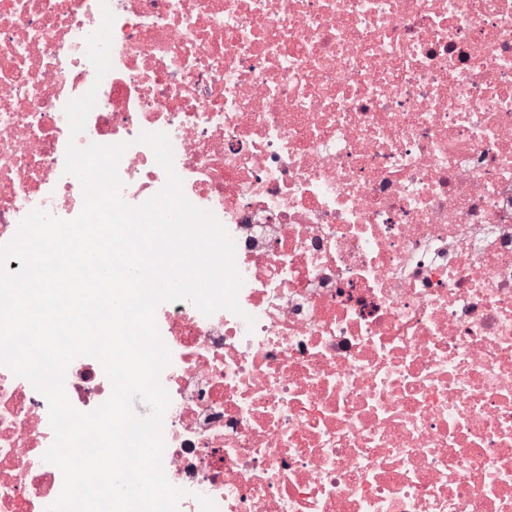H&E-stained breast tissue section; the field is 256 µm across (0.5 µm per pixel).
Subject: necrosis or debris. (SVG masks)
<instances>
[{"instance_id":"necrosis-or-debris-1","label":"necrosis or debris","mask_w":512,"mask_h":512,"mask_svg":"<svg viewBox=\"0 0 512 512\" xmlns=\"http://www.w3.org/2000/svg\"><path fill=\"white\" fill-rule=\"evenodd\" d=\"M0 0V245L72 219L69 141L126 143L235 243L241 314L162 303L178 512H512V0ZM95 91L85 128L65 107ZM254 324H247V317ZM71 404L111 395L100 362ZM46 397L0 365V512H47Z\"/></svg>"}]
</instances>
